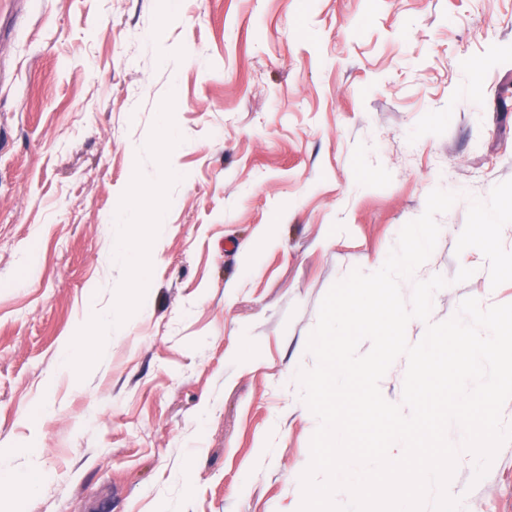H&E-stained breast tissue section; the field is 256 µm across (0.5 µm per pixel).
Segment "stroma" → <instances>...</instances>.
<instances>
[{"instance_id":"1","label":"stroma","mask_w":512,"mask_h":512,"mask_svg":"<svg viewBox=\"0 0 512 512\" xmlns=\"http://www.w3.org/2000/svg\"><path fill=\"white\" fill-rule=\"evenodd\" d=\"M437 188L459 198L400 290L448 285L412 345L465 298L512 304V0H36L0 46V457L39 475L17 512H285L320 304ZM121 213L163 217L144 271ZM476 468L461 512H512V439ZM135 226L136 224L131 225V227L134 228L132 229L130 238L120 247V255L139 267H146L150 263V257L139 250L136 239L140 234V229Z\"/></svg>"}]
</instances>
